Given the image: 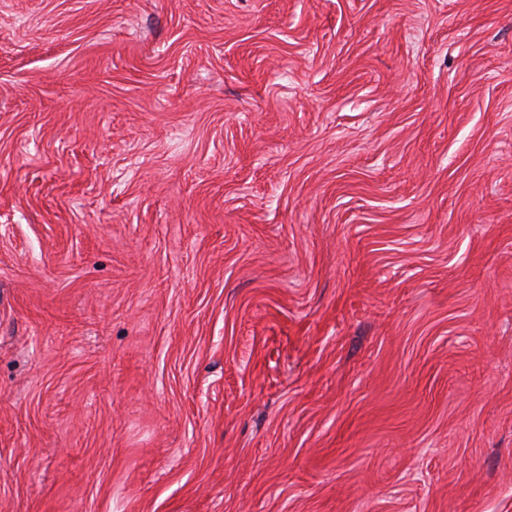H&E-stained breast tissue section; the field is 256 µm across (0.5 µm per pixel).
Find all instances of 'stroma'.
<instances>
[{
	"label": "stroma",
	"instance_id": "35a3bbf8",
	"mask_svg": "<svg viewBox=\"0 0 512 512\" xmlns=\"http://www.w3.org/2000/svg\"><path fill=\"white\" fill-rule=\"evenodd\" d=\"M0 512H512V0H0Z\"/></svg>",
	"mask_w": 512,
	"mask_h": 512
}]
</instances>
